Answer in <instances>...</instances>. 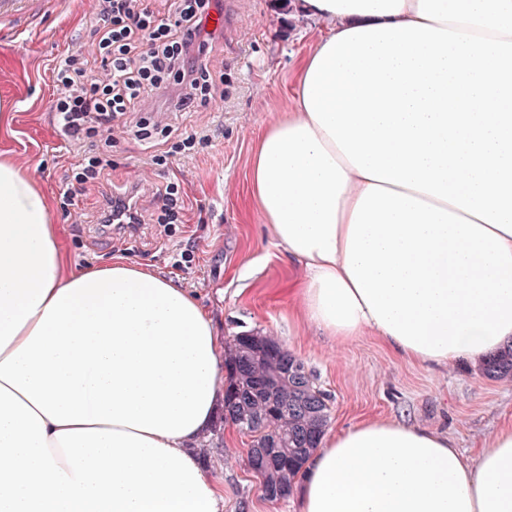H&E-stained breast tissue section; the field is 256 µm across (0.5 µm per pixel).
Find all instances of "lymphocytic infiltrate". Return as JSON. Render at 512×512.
Instances as JSON below:
<instances>
[{"instance_id":"obj_1","label":"lymphocytic infiltrate","mask_w":512,"mask_h":512,"mask_svg":"<svg viewBox=\"0 0 512 512\" xmlns=\"http://www.w3.org/2000/svg\"><path fill=\"white\" fill-rule=\"evenodd\" d=\"M222 0H172L168 12L149 0H95L90 31L97 58L67 54L53 70L58 87L53 122L77 151L64 198L100 184L112 168L107 135L155 88L178 91L177 109L207 106L214 89L201 57L209 47L211 13Z\"/></svg>"}]
</instances>
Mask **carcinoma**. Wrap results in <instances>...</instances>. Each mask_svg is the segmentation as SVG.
Here are the masks:
<instances>
[{
    "instance_id": "1",
    "label": "carcinoma",
    "mask_w": 512,
    "mask_h": 512,
    "mask_svg": "<svg viewBox=\"0 0 512 512\" xmlns=\"http://www.w3.org/2000/svg\"><path fill=\"white\" fill-rule=\"evenodd\" d=\"M226 368L224 420L244 434L264 429L274 465L262 471L261 485L285 498L329 426L326 395L301 359L258 333L231 339ZM484 371L491 378H512V347L490 355Z\"/></svg>"
}]
</instances>
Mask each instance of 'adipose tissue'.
I'll list each match as a JSON object with an SVG mask.
<instances>
[{"instance_id": "1", "label": "adipose tissue", "mask_w": 512, "mask_h": 512, "mask_svg": "<svg viewBox=\"0 0 512 512\" xmlns=\"http://www.w3.org/2000/svg\"><path fill=\"white\" fill-rule=\"evenodd\" d=\"M324 26L251 201L344 343L425 366L512 343V0H302ZM224 355L174 280L70 260L36 179L0 155V512H221L190 451ZM297 512H512V423L475 458L394 420L324 434Z\"/></svg>"}]
</instances>
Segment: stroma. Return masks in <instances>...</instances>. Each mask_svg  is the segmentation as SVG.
<instances>
[{
	"label": "stroma",
	"instance_id": "obj_1",
	"mask_svg": "<svg viewBox=\"0 0 512 512\" xmlns=\"http://www.w3.org/2000/svg\"><path fill=\"white\" fill-rule=\"evenodd\" d=\"M235 20L217 31L208 54L224 60V100L210 112L170 111L172 95H145L142 109L163 112L175 133L207 135L193 155L152 164L167 143H146L126 132L112 144L113 167L99 188L78 195L81 223L70 221L59 192L75 153L52 124L58 90L53 69L67 53L92 44L89 13L81 0H57L27 27L0 23V153L22 167L37 168L53 223L62 228L73 262L102 264L126 257L149 272L174 279L211 314L222 343L240 331H259L301 358L317 386L328 394L330 430L365 420L396 419L448 434L468 457L512 420V379H491L481 364L425 367L404 359L381 338L366 334L344 344L325 336L291 307L286 288L300 277L254 212L249 194L252 159L265 128L286 114L298 60L321 25L298 0H236ZM142 165L151 180L138 206L151 214L167 183H180L187 201L185 221L164 233L140 225L136 236L102 233L96 219L106 196L123 191L126 171ZM250 437L222 417L199 444L198 457L224 495V512H295L294 497L272 501L246 466Z\"/></svg>",
	"mask_w": 512,
	"mask_h": 512
}]
</instances>
